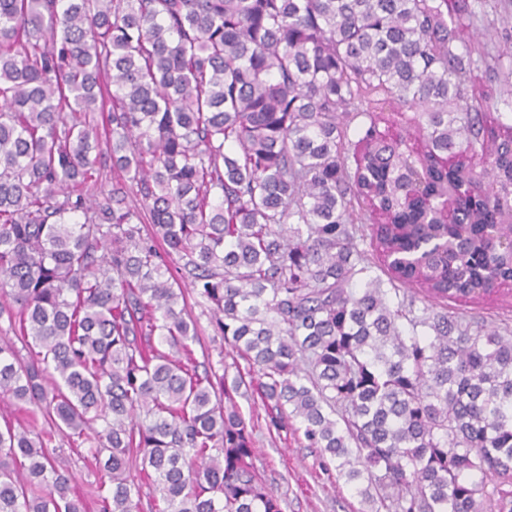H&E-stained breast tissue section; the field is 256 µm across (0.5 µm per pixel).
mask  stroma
Instances as JSON below:
<instances>
[{"label":"stroma","mask_w":512,"mask_h":512,"mask_svg":"<svg viewBox=\"0 0 512 512\" xmlns=\"http://www.w3.org/2000/svg\"><path fill=\"white\" fill-rule=\"evenodd\" d=\"M169 266L185 292L188 312L197 322L204 363L216 374L231 378L247 371L246 361L225 344L209 303L185 278L181 261H170ZM448 308L481 317L489 324L512 322V293L503 291L474 302L452 301ZM235 400L253 427V463L279 497L282 512H365V504L350 486L328 480L318 452L307 447L303 435L270 432L267 411L251 394L239 392Z\"/></svg>","instance_id":"obj_1"}]
</instances>
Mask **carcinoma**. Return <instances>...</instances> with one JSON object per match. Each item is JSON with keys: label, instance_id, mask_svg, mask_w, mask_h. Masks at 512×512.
Wrapping results in <instances>:
<instances>
[{"label": "carcinoma", "instance_id": "obj_1", "mask_svg": "<svg viewBox=\"0 0 512 512\" xmlns=\"http://www.w3.org/2000/svg\"><path fill=\"white\" fill-rule=\"evenodd\" d=\"M490 2L0 0V395L45 422L0 425V512H84L57 436L97 512H282L243 384L370 512H512V328L434 307L512 287ZM166 260L174 278L180 282L184 289L189 314L197 321L198 337L202 347L198 343L192 345L197 361L200 363L204 362L207 366L209 365L212 372H216L217 375L224 374V369L226 368L229 384L236 376L237 369L241 371L246 381L249 380L246 375L248 371L246 361L235 351L232 352L224 343V335L212 317L210 304L198 295L195 288L192 287L190 279L184 276L183 262L179 261L177 257H174L173 261ZM202 350L204 351V357ZM53 449H56V452L61 451L72 456L73 480L71 482V486L74 489L73 491L76 492L74 495H79L85 498L88 506L85 512H96L93 504V492L95 484L98 481L97 469L94 465H86L82 459H78V457L71 452L66 440L62 441L60 436L55 437V440L48 445V450L50 452ZM53 452L55 451L53 450Z\"/></svg>", "mask_w": 512, "mask_h": 512}]
</instances>
